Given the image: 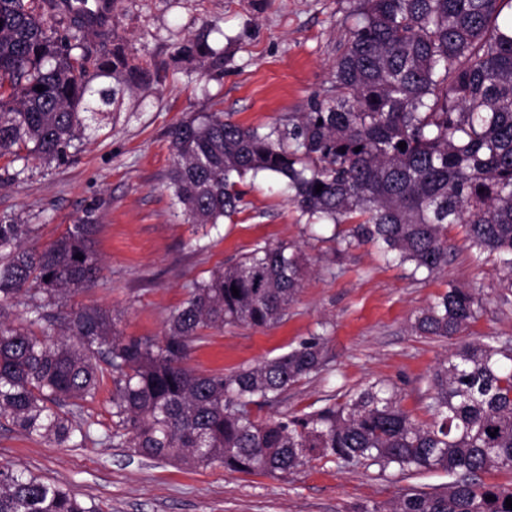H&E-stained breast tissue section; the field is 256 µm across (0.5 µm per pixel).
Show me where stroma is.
<instances>
[{"instance_id": "stroma-1", "label": "stroma", "mask_w": 512, "mask_h": 512, "mask_svg": "<svg viewBox=\"0 0 512 512\" xmlns=\"http://www.w3.org/2000/svg\"><path fill=\"white\" fill-rule=\"evenodd\" d=\"M353 0H112L105 27L87 29L82 50H120L148 75L119 103L94 114L68 160L0 157V218L31 225L44 247L67 225L92 219L98 280L71 306L110 309L122 335H164L192 282L263 242L300 249L308 271L283 320L210 330L189 364L231 373L327 336L326 363L291 386L258 418L301 414L349 399L381 381L412 418L429 420L434 369L458 342L512 340V292L493 262L476 259L460 226L448 228V263L432 277L387 260L375 246L332 242L331 226L307 225L285 179L258 174L240 184L245 206L224 223H188L169 187L171 131L205 112L241 126L286 127L313 99L332 94V64L346 39ZM206 35L212 58L178 47ZM478 290L483 308L457 339L415 334L418 313L448 286ZM112 385L87 402L82 446L59 445L0 425V465L71 489L102 512H361L409 489L445 490L440 470L399 473L314 460L288 474L244 475L215 463L189 468L109 444Z\"/></svg>"}]
</instances>
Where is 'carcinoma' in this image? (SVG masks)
<instances>
[{"label": "carcinoma", "instance_id": "cac0c4a2", "mask_svg": "<svg viewBox=\"0 0 512 512\" xmlns=\"http://www.w3.org/2000/svg\"><path fill=\"white\" fill-rule=\"evenodd\" d=\"M62 2L73 32L48 26L55 0H0V157L64 160L84 114L100 111L86 102L93 82L112 79L99 91L109 106L124 86L143 81L122 54L73 55L86 0ZM352 19L333 64L334 97L314 101L288 130L245 129L212 112L171 131L169 188L183 214L193 224L232 218L243 206L241 180L265 172L287 179L307 223L332 224L339 242L376 244L429 276L447 264L448 225L458 224L476 257L505 268L511 290L512 0H357ZM341 224L353 228L343 233ZM96 229L88 220L70 224L38 250L26 244L30 225L0 219L1 421L78 446L88 433L76 418L109 379L107 440L147 458L218 462L249 475L287 474L328 457L443 470L448 492L412 489L385 512H512V486L482 480L512 472L511 342H465L440 363L429 423L413 420L377 384L343 403L261 421L252 407L278 401L322 369L325 336L229 375L198 373L188 361L208 329L280 322L302 287L300 254L266 242L216 267L192 284L160 339L121 335L112 312L97 305L65 313L53 336L42 325L45 309L97 280ZM9 303L25 308L27 323L9 320ZM482 307L474 292L451 286L413 328L451 340ZM0 512L99 510L1 466Z\"/></svg>", "mask_w": 512, "mask_h": 512}]
</instances>
